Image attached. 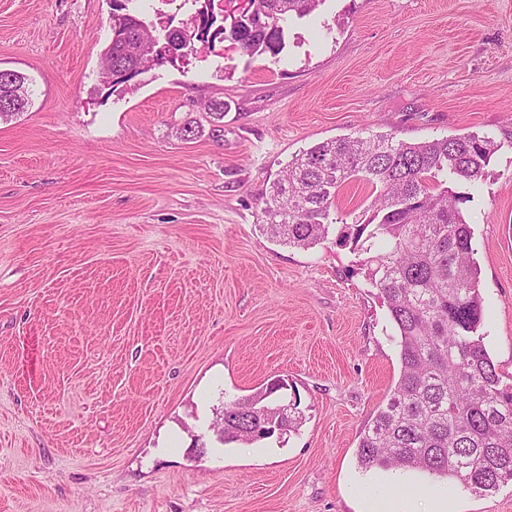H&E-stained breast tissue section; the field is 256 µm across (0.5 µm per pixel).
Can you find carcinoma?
Here are the masks:
<instances>
[{
  "label": "carcinoma",
  "mask_w": 512,
  "mask_h": 512,
  "mask_svg": "<svg viewBox=\"0 0 512 512\" xmlns=\"http://www.w3.org/2000/svg\"><path fill=\"white\" fill-rule=\"evenodd\" d=\"M133 0H112L111 39L104 57L112 70L102 81L117 86L167 58H185L194 44L230 40L248 55L275 57L284 47L282 22L313 14L324 0H251V20L221 18L213 0L195 6L172 47L155 39L164 25L130 10ZM33 79L0 77V119L26 111ZM503 144L472 133L410 143L391 134L340 137L318 143L288 162L265 200L263 231L306 248L336 228L338 240L365 255L372 287L398 333L400 372L385 406L360 437L358 466L425 472L452 478L481 494L512 481V385L483 343V301L473 232L462 205L470 200L451 185L478 183ZM364 181L375 194L371 214L347 222L331 207L340 189ZM282 397L256 393L225 402L223 445L247 443L253 409L278 418Z\"/></svg>",
  "instance_id": "cac0c4a2"
}]
</instances>
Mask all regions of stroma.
<instances>
[{
    "mask_svg": "<svg viewBox=\"0 0 512 512\" xmlns=\"http://www.w3.org/2000/svg\"><path fill=\"white\" fill-rule=\"evenodd\" d=\"M110 12L0 0V69L36 88L0 121V512H367L393 493L356 461L399 377L388 310L352 246L268 238L264 201L333 138L503 142L460 190L512 384V0H325L278 56L199 43L114 88ZM276 379L298 428L219 444L223 400ZM403 478L418 512L442 488L512 512V482Z\"/></svg>",
    "mask_w": 512,
    "mask_h": 512,
    "instance_id": "obj_1",
    "label": "stroma"
}]
</instances>
